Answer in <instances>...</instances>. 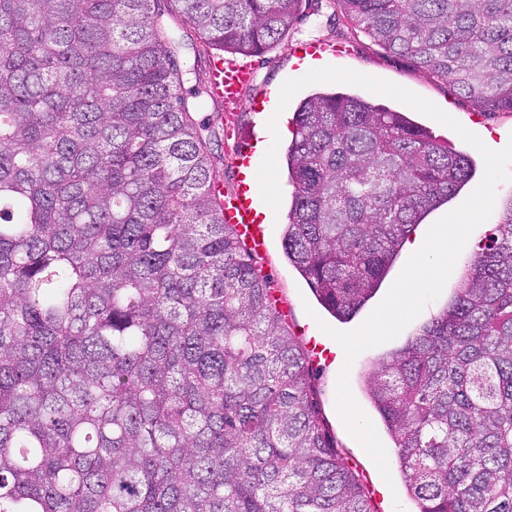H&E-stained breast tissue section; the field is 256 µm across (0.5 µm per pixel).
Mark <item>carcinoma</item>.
<instances>
[{"label":"carcinoma","instance_id":"cac0c4a2","mask_svg":"<svg viewBox=\"0 0 512 512\" xmlns=\"http://www.w3.org/2000/svg\"><path fill=\"white\" fill-rule=\"evenodd\" d=\"M302 3L0 0V512H371L211 193L209 79L186 55L269 50ZM334 4L512 112V0ZM295 126L285 254L346 320L472 160L351 94L308 96ZM367 390L419 512H512V204Z\"/></svg>","mask_w":512,"mask_h":512}]
</instances>
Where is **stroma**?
I'll use <instances>...</instances> for the list:
<instances>
[{"label": "stroma", "mask_w": 512, "mask_h": 512, "mask_svg": "<svg viewBox=\"0 0 512 512\" xmlns=\"http://www.w3.org/2000/svg\"><path fill=\"white\" fill-rule=\"evenodd\" d=\"M303 39H316L329 42L337 47L334 55L325 58L328 66L352 69L399 84L414 93L434 102L443 111L454 113L458 122L467 130L478 135L490 149H503L512 140V112L479 114L472 110L468 102L458 96L447 84L433 81L416 71L403 58L390 55L380 49L360 28L352 24L336 9L333 0H305L303 17L271 51L261 55L242 56V63L253 71L254 85L248 88L241 99L239 124L250 127L254 119V99L258 90L271 92L280 90L289 79L305 75V68L295 65L293 51ZM363 98L391 111L405 113L415 122L428 128L437 140L467 152L475 163L477 172H484L482 155L451 128L438 123L412 107L389 97L363 91ZM512 198V182L498 186L496 199L486 223L480 224L470 235L457 261L442 294L429 302L422 313L414 319L395 339L363 351L353 365H346L344 350H337L335 359L328 364L312 368V381L317 392V400L322 416L336 441V447L346 466L359 479L372 501L375 512H417L418 506L409 495L404 478L397 463H390V479H383L378 468L359 443L345 428L336 410V390L341 370H348L349 385L355 401L371 419L387 455H394V444L376 409L373 407L366 386L367 374L374 362L387 353L402 347L407 339L446 306L457 288L470 261L476 243L483 238L489 225L499 223L502 215L501 202ZM284 212L268 215L269 246L261 254L259 262L268 275L280 300L281 307L288 311V329L300 341L320 332L311 316L319 304L304 279L293 268L283 248Z\"/></svg>", "instance_id": "1"}]
</instances>
